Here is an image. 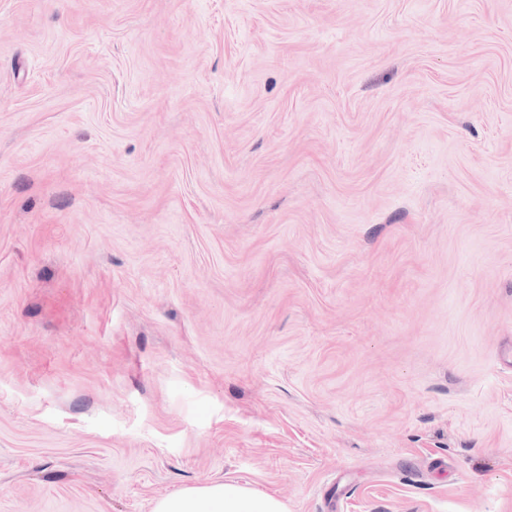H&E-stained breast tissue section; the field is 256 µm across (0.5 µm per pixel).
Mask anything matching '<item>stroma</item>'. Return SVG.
<instances>
[{
	"label": "stroma",
	"mask_w": 512,
	"mask_h": 512,
	"mask_svg": "<svg viewBox=\"0 0 512 512\" xmlns=\"http://www.w3.org/2000/svg\"><path fill=\"white\" fill-rule=\"evenodd\" d=\"M512 512V0H0V512ZM152 512H288L273 496L233 481L203 485L157 499Z\"/></svg>",
	"instance_id": "stroma-1"
}]
</instances>
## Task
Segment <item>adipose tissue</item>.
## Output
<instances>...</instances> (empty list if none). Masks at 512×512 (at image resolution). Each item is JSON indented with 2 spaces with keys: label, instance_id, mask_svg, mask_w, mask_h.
I'll return each mask as SVG.
<instances>
[{
  "label": "adipose tissue",
  "instance_id": "obj_1",
  "mask_svg": "<svg viewBox=\"0 0 512 512\" xmlns=\"http://www.w3.org/2000/svg\"><path fill=\"white\" fill-rule=\"evenodd\" d=\"M152 512H287L273 496L233 481L203 485L157 499Z\"/></svg>",
  "mask_w": 512,
  "mask_h": 512
}]
</instances>
